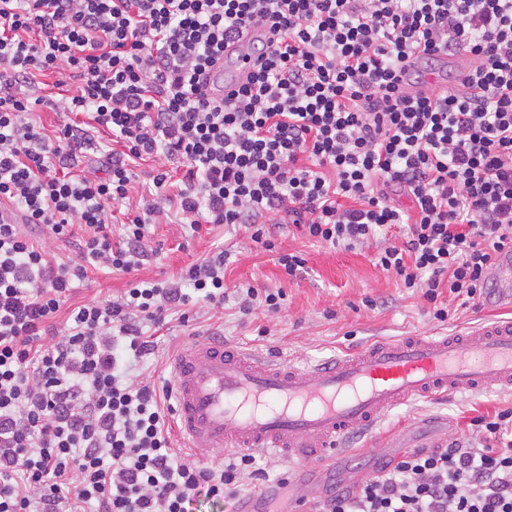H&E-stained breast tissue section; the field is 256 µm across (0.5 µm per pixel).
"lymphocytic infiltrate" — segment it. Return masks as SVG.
Segmentation results:
<instances>
[{"instance_id":"1","label":"lymphocytic infiltrate","mask_w":512,"mask_h":512,"mask_svg":"<svg viewBox=\"0 0 512 512\" xmlns=\"http://www.w3.org/2000/svg\"><path fill=\"white\" fill-rule=\"evenodd\" d=\"M259 28L255 70L211 96L225 47ZM459 54L465 81L429 90L420 64ZM61 71L62 109L85 120L49 136L32 120L46 101L36 79ZM101 131L122 145L102 174L81 165ZM147 159L154 191L134 205ZM0 203V512L234 499L243 480L269 478L255 455L194 460L172 434L171 387L129 367L156 348L143 322L189 321L232 292L242 313H275L284 293L227 287L224 248L178 278H135L152 226L172 208L191 232L234 226L269 251L287 222L333 247L373 245L377 267L423 289L441 322L442 293L486 298L512 252V0H0ZM45 235L74 239L77 259H52ZM89 260L129 286L68 307ZM473 426L384 463L322 512H512V409Z\"/></svg>"}]
</instances>
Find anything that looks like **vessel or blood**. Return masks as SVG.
I'll use <instances>...</instances> for the list:
<instances>
[{"mask_svg":"<svg viewBox=\"0 0 512 512\" xmlns=\"http://www.w3.org/2000/svg\"><path fill=\"white\" fill-rule=\"evenodd\" d=\"M227 48L233 88L253 63ZM180 431L201 454L257 449L305 461L300 479L352 435L416 399L460 390L512 388V318L448 336H405L309 368L213 341L185 345L172 360Z\"/></svg>","mask_w":512,"mask_h":512,"instance_id":"b4317fda","label":"vessel or blood"}]
</instances>
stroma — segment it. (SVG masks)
I'll return each instance as SVG.
<instances>
[{"instance_id": "obj_1", "label": "stroma", "mask_w": 512, "mask_h": 512, "mask_svg": "<svg viewBox=\"0 0 512 512\" xmlns=\"http://www.w3.org/2000/svg\"><path fill=\"white\" fill-rule=\"evenodd\" d=\"M157 253L140 268L138 278H177L183 268L205 258L216 247H230L236 260L225 270V281L248 283L259 289H282L285 305L275 313L255 308L242 315L234 300L223 307L196 306L188 323L168 316L157 337V348L140 366L155 385L171 383V359L188 342L205 338L207 329L219 328L225 343L260 356L307 367L333 356H342L377 339L421 334L436 336L463 332L490 318L512 317L508 304H465L444 296L447 322L434 320L421 289L405 288L396 277L374 264V248L348 251L304 237L295 227L278 234L276 251L299 252L307 261L306 273L289 277L277 265L276 252H268L246 240L243 231L225 225H205L199 235H184L174 224L153 226ZM129 281L122 272L89 269L88 278L75 291L71 305L89 300L105 301L120 295ZM373 299L375 308L365 306ZM512 408V389L462 390L441 400L418 399L391 411L376 430L420 435L424 442L446 439L448 434H467L473 418Z\"/></svg>"}]
</instances>
